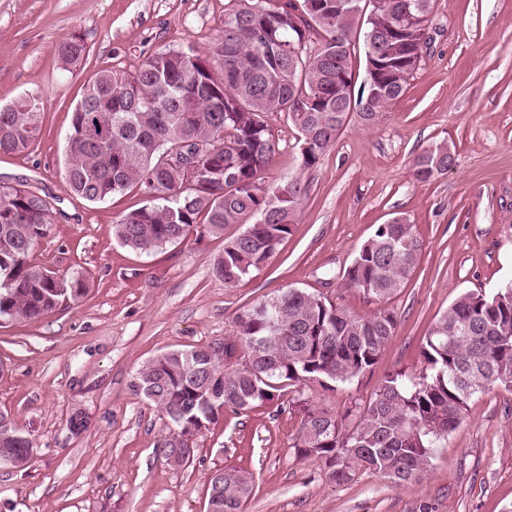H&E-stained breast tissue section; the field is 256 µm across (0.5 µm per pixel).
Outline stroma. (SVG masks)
Wrapping results in <instances>:
<instances>
[{
    "instance_id": "stroma-1",
    "label": "stroma",
    "mask_w": 512,
    "mask_h": 512,
    "mask_svg": "<svg viewBox=\"0 0 512 512\" xmlns=\"http://www.w3.org/2000/svg\"><path fill=\"white\" fill-rule=\"evenodd\" d=\"M231 0H0V105L34 96L41 130L24 152L0 154V181L54 196L47 237L30 263L81 275L86 292L36 320L0 321V414L36 439L28 471L0 468V512H206L212 474L253 475L245 512H512V387L473 399L436 449L419 484L394 486L369 473L345 484L320 463L299 460L296 421L268 403L224 412L200 434L195 460L169 467L156 445L167 421L130 383L171 348L231 335L241 311L283 288H301L368 315L378 301L345 287L342 272L378 225L403 217L423 247L405 288L387 306L399 320L375 368L352 384L304 393L343 411L369 400L391 371L418 372L422 338L465 291L494 294L512 281V0H435L430 40L405 93L373 124L351 114L311 168L298 133L279 120L269 186H308L292 235L237 286L214 276L223 236L197 226L181 243L142 254L112 226L145 205L133 190L88 203L63 188L72 110L89 78L137 69L162 48L206 50L221 34ZM80 35L75 64L58 47ZM448 141L456 163L426 183L414 159ZM89 427L76 434L70 419Z\"/></svg>"
}]
</instances>
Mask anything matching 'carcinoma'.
<instances>
[{"label": "carcinoma", "instance_id": "obj_1", "mask_svg": "<svg viewBox=\"0 0 512 512\" xmlns=\"http://www.w3.org/2000/svg\"><path fill=\"white\" fill-rule=\"evenodd\" d=\"M276 0L272 8L230 9L222 34L207 51L164 48L135 71L117 67L88 80L72 112L64 159V189L91 203L137 189L148 204L112 225L122 245L148 253L184 241L196 224L212 235L241 224L224 240L213 273L235 286L264 265L292 234L306 195L294 179L275 188L262 175L278 152L275 117L298 130L303 166H315L356 110L375 122L399 99L414 58L426 44L403 33L407 13L425 23L434 0ZM376 53L377 83L353 85L357 42ZM70 63L85 52L73 35L59 47ZM40 107L23 97L0 107V153L29 148ZM455 154L442 141L413 163L419 182L442 174ZM49 195L0 184V319L37 320L85 292L78 276L47 274L30 263L48 233ZM422 242L401 217L380 224L356 251L343 279L349 288L385 302L417 266ZM387 307L362 316L301 288L281 289L247 309L224 337V356L210 346L173 348L147 360L130 383L173 425L157 443L167 464L217 422L224 410L242 413L287 398L297 417L298 459L321 463L329 481L348 483L370 472L395 484L419 483L434 449L445 447L472 398L512 386V282L491 296L465 292L429 327L420 347L422 369L388 373L368 401L341 414L304 397L311 383L325 391L373 369L397 334ZM12 447L34 439L0 416ZM255 480L235 467L218 470L207 491L210 512H243Z\"/></svg>", "mask_w": 512, "mask_h": 512}]
</instances>
